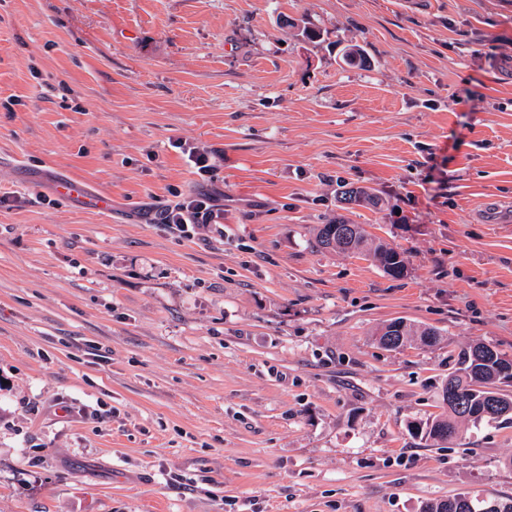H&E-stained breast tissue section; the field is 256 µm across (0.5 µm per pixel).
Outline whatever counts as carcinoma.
<instances>
[{
  "label": "carcinoma",
  "instance_id": "cac0c4a2",
  "mask_svg": "<svg viewBox=\"0 0 512 512\" xmlns=\"http://www.w3.org/2000/svg\"><path fill=\"white\" fill-rule=\"evenodd\" d=\"M316 243L323 249L341 253L359 254L369 258L385 275L402 278L407 274V266L402 254L385 245L367 247V235L359 224H350L338 218L330 224H324L319 230ZM387 324L382 329L378 343L385 349L396 351L403 349L412 340H419L425 347H434L441 341V333L433 327L420 331L406 325L402 333L393 336ZM487 346V343L475 341L458 355L457 367L448 374V382L442 385L440 407L442 412L428 418L410 430V434L432 446L451 441L458 437L459 424L469 422L478 427L482 424L511 423L509 414L487 413L491 402L496 401L512 406V395L501 392L498 368L507 355L495 351V356L479 358L474 347ZM454 383L458 390L461 407L448 405V383ZM421 512H512V498L505 500H473L464 493H458L446 500L427 502Z\"/></svg>",
  "mask_w": 512,
  "mask_h": 512
}]
</instances>
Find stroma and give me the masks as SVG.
<instances>
[{"label": "stroma", "mask_w": 512, "mask_h": 512, "mask_svg": "<svg viewBox=\"0 0 512 512\" xmlns=\"http://www.w3.org/2000/svg\"><path fill=\"white\" fill-rule=\"evenodd\" d=\"M177 191L223 224L156 223ZM0 193V512L512 497V423L408 432L462 347L512 357V0H0ZM340 214L407 275L319 249ZM57 193L70 200H80L93 210H104L109 206V198L104 193L89 194L76 180L62 181L57 185ZM393 322H400L404 324L402 333H391L390 328ZM392 334H398L397 336H389ZM413 336H417L420 344L425 347H434L441 341V333L438 329L433 327L424 328L420 331L414 330L411 326H408L404 320L395 319L389 324L385 325L382 329L381 334L378 338V343L385 349L396 351L403 349L413 340ZM389 340V342H387Z\"/></svg>", "instance_id": "stroma-1"}]
</instances>
